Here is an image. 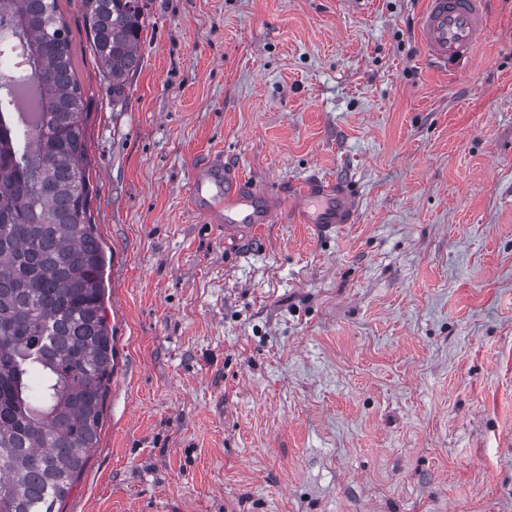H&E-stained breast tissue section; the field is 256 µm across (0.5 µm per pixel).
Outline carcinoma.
<instances>
[{
    "instance_id": "1",
    "label": "carcinoma",
    "mask_w": 512,
    "mask_h": 512,
    "mask_svg": "<svg viewBox=\"0 0 512 512\" xmlns=\"http://www.w3.org/2000/svg\"><path fill=\"white\" fill-rule=\"evenodd\" d=\"M112 95L140 64L143 0H82ZM58 0H0V57L42 82L36 144L0 83V512H58L97 447L112 378L83 92Z\"/></svg>"
}]
</instances>
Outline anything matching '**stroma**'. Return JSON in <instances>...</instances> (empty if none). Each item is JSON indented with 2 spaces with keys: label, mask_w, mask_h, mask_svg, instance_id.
<instances>
[{
  "label": "stroma",
  "mask_w": 512,
  "mask_h": 512,
  "mask_svg": "<svg viewBox=\"0 0 512 512\" xmlns=\"http://www.w3.org/2000/svg\"><path fill=\"white\" fill-rule=\"evenodd\" d=\"M58 6L119 361L60 512H512V0L454 72L420 0H144L117 98ZM216 153L357 221L227 240ZM287 193V212L296 224H312L322 236H329L342 224L356 222L359 205L355 190L339 181L312 174L293 185Z\"/></svg>",
  "instance_id": "obj_1"
}]
</instances>
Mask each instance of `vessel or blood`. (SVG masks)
Listing matches in <instances>:
<instances>
[{
  "label": "vessel or blood",
  "instance_id": "1",
  "mask_svg": "<svg viewBox=\"0 0 512 512\" xmlns=\"http://www.w3.org/2000/svg\"><path fill=\"white\" fill-rule=\"evenodd\" d=\"M488 2L424 0L418 38L425 60L448 71L461 68L487 32ZM188 202L208 223L221 225L232 237L272 223L282 208L294 223L313 225L323 236L355 223L359 211L356 192L347 183L313 174L290 187L283 198L260 190L220 157L192 167Z\"/></svg>",
  "mask_w": 512,
  "mask_h": 512
}]
</instances>
